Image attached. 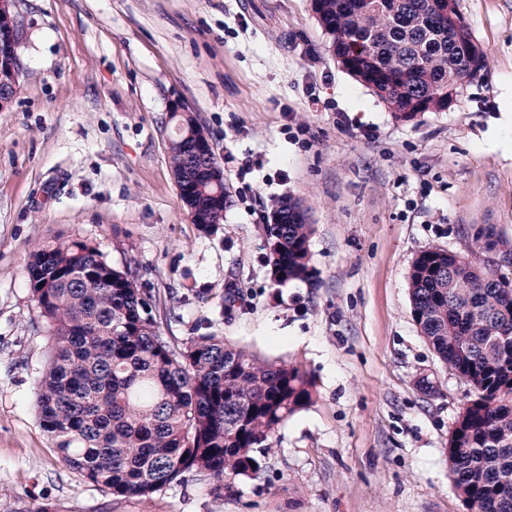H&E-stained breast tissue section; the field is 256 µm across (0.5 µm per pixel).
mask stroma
Masks as SVG:
<instances>
[{"label":"stroma","mask_w":512,"mask_h":512,"mask_svg":"<svg viewBox=\"0 0 512 512\" xmlns=\"http://www.w3.org/2000/svg\"><path fill=\"white\" fill-rule=\"evenodd\" d=\"M485 67L444 112L396 121L332 55L311 0H16L21 94L0 110V512H469L448 438L471 392L413 320L416 255L512 240V0H457ZM209 133L230 203L193 224L169 163L174 102ZM245 178H238L242 166ZM314 276L276 285L282 197ZM133 262L171 343L214 333L301 365L312 403L230 488L190 475L113 501L58 457L35 392L50 341L31 250ZM428 378L434 396L418 386Z\"/></svg>","instance_id":"1"}]
</instances>
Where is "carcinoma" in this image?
<instances>
[{"label": "carcinoma", "mask_w": 512, "mask_h": 512, "mask_svg": "<svg viewBox=\"0 0 512 512\" xmlns=\"http://www.w3.org/2000/svg\"><path fill=\"white\" fill-rule=\"evenodd\" d=\"M434 0H320L318 20L336 59L369 89L387 88L409 122L418 105L441 103L448 86L484 67L466 49L472 39L433 7ZM170 164L193 187L192 223L224 219V180L195 179L182 137L169 144ZM296 202L274 211L284 223L266 225L276 283L313 278V225ZM469 254L428 247L409 275L411 311L448 371L472 395L448 439L455 488L472 512H512V280L484 252L512 258V241L494 227L479 229ZM132 263L111 267L96 247L72 240L30 255L29 288L52 345L37 383L42 429L61 459L117 500L149 497L190 473L218 486L224 478H254L257 453L276 430L308 406L314 383L300 366L273 364L224 338L205 334L175 346L162 336L157 299L132 288Z\"/></svg>", "instance_id": "obj_1"}]
</instances>
